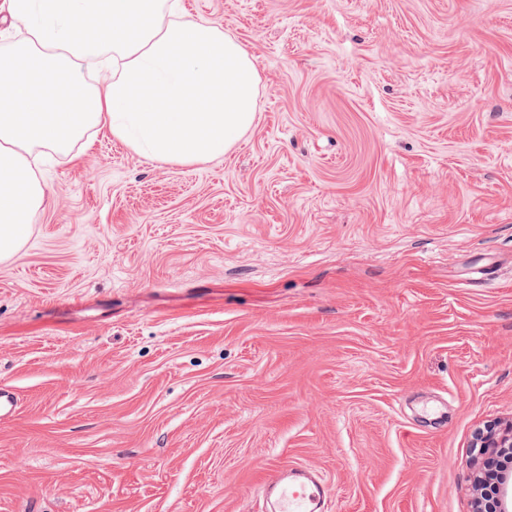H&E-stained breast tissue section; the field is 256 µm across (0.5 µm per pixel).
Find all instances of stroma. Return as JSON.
I'll use <instances>...</instances> for the list:
<instances>
[{
    "label": "stroma",
    "mask_w": 512,
    "mask_h": 512,
    "mask_svg": "<svg viewBox=\"0 0 512 512\" xmlns=\"http://www.w3.org/2000/svg\"><path fill=\"white\" fill-rule=\"evenodd\" d=\"M258 74L223 158L106 131L0 263V512H476L512 423V0H182ZM479 448H481V455L484 457V467L488 463L489 459L496 453V448H507V452L503 454V460H497L496 463H492L494 469V479L497 475L506 472L509 468V464H512V425L506 429H501L497 424H489L485 426L478 433ZM262 512H327L328 485L302 465H285L263 483Z\"/></svg>",
    "instance_id": "35a3bbf8"
}]
</instances>
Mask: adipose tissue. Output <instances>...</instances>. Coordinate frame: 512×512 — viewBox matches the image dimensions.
Masks as SVG:
<instances>
[{
  "mask_svg": "<svg viewBox=\"0 0 512 512\" xmlns=\"http://www.w3.org/2000/svg\"><path fill=\"white\" fill-rule=\"evenodd\" d=\"M178 2L0 0L21 28L0 52V262L23 247L46 199L36 149L66 153L104 129L147 160L194 165L253 125L249 53Z\"/></svg>",
  "mask_w": 512,
  "mask_h": 512,
  "instance_id": "adipose-tissue-1",
  "label": "adipose tissue"
}]
</instances>
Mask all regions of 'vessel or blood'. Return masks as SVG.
<instances>
[{
	"mask_svg": "<svg viewBox=\"0 0 512 512\" xmlns=\"http://www.w3.org/2000/svg\"><path fill=\"white\" fill-rule=\"evenodd\" d=\"M264 512H327L329 488L316 472L301 465H285L262 486Z\"/></svg>",
	"mask_w": 512,
	"mask_h": 512,
	"instance_id": "obj_1",
	"label": "vessel or blood"
}]
</instances>
